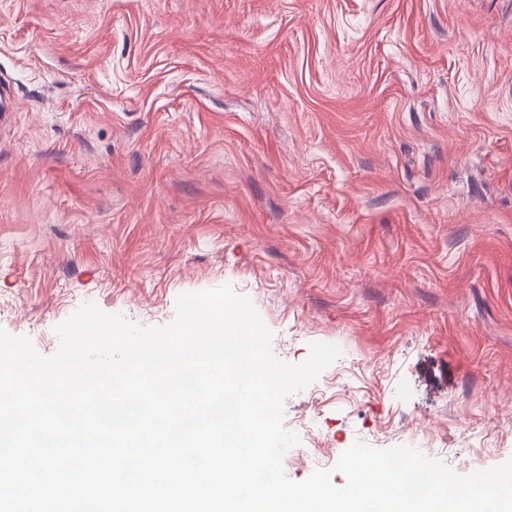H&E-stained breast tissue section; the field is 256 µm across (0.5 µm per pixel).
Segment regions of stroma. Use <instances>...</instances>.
<instances>
[{
  "mask_svg": "<svg viewBox=\"0 0 512 512\" xmlns=\"http://www.w3.org/2000/svg\"><path fill=\"white\" fill-rule=\"evenodd\" d=\"M2 77L0 329L228 285L281 360L341 349L289 479L512 458V0H0Z\"/></svg>",
  "mask_w": 512,
  "mask_h": 512,
  "instance_id": "35a3bbf8",
  "label": "stroma"
}]
</instances>
